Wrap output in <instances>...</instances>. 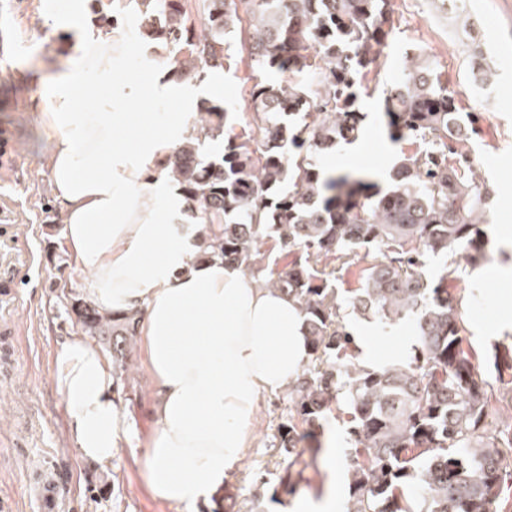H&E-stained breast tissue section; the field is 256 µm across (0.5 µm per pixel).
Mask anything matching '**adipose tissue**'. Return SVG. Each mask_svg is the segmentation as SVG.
Instances as JSON below:
<instances>
[{"label":"adipose tissue","mask_w":512,"mask_h":512,"mask_svg":"<svg viewBox=\"0 0 512 512\" xmlns=\"http://www.w3.org/2000/svg\"><path fill=\"white\" fill-rule=\"evenodd\" d=\"M66 45L64 61L47 66L41 112L65 244L90 275L92 305L141 313L156 425L148 486L197 512L239 466L261 397L286 389L308 362V329L286 294L254 287L223 260H195L200 238L183 237L175 223L183 197L165 162L191 132L185 112L205 87L174 81L154 49H138L120 27L103 36L85 26ZM130 67L147 80L123 78ZM145 99L157 111H127ZM171 99L183 113L160 111ZM56 367L79 456L111 460L130 424L110 358L75 334Z\"/></svg>","instance_id":"1"}]
</instances>
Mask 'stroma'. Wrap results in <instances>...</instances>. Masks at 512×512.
Instances as JSON below:
<instances>
[{"label": "stroma", "instance_id": "stroma-1", "mask_svg": "<svg viewBox=\"0 0 512 512\" xmlns=\"http://www.w3.org/2000/svg\"><path fill=\"white\" fill-rule=\"evenodd\" d=\"M66 0H0V25L14 37L13 55L0 59V128L12 135L14 166L0 171V512H184L182 505L153 498L145 479V445L154 427L151 379L141 343L127 358L124 396L131 430L111 462L90 464L75 450L66 404L56 383V356L77 328L60 301L62 290L86 293L89 277L63 248L64 217L52 196L47 158L33 106L43 95L49 60L65 54L66 35L56 16ZM466 16L441 14L430 0H392L394 40L381 49L366 77L368 93L360 148H337L324 156L326 168L367 166L380 186L413 145L388 137L383 98L400 77L407 58L434 60L440 79L466 112L480 119L457 150L466 154L478 179L493 186L489 222L484 227L489 260L471 266L457 254L448 286L461 300V316L473 361L488 381L497 346L512 343V332H497L512 318V281L498 276L512 265V0H466ZM479 45L496 63L497 75L485 90L472 80L469 48ZM233 64L209 78L210 100L236 104L251 82L246 50L233 45ZM60 245L55 253L48 242ZM288 397L264 399L255 438L244 452L243 468L227 480L224 494L233 512H250L261 478L281 456L274 434L288 417Z\"/></svg>", "mask_w": 512, "mask_h": 512}]
</instances>
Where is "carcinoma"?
Instances as JSON below:
<instances>
[{"label": "carcinoma", "mask_w": 512, "mask_h": 512, "mask_svg": "<svg viewBox=\"0 0 512 512\" xmlns=\"http://www.w3.org/2000/svg\"><path fill=\"white\" fill-rule=\"evenodd\" d=\"M139 36L169 51L173 79L202 82L224 71L227 35L239 32L253 84L243 107L197 104L193 134L167 160L196 224L206 225L200 260L220 258L250 275L264 271L262 245L280 243L286 269L259 281L294 299L306 319L312 353L288 385V419L277 428L288 463L262 481L263 500L294 494L317 468L321 441L306 447L338 396L350 402L352 445L348 512H504L512 485V424L492 428L499 398L465 348L461 302L448 273L427 281L426 253L463 246L468 260L486 257L484 234L493 189L466 158L448 163L472 132L477 112L461 111L434 63L407 61L383 99L395 143L420 140L404 155L393 184L379 188L361 167L329 170L321 158L360 133L361 78L392 33V0H135ZM113 0H92L99 29L118 25ZM252 18L242 31L241 14ZM496 74L476 55L472 75L483 86ZM249 115V133L225 137L229 114ZM372 255L365 285L341 300L327 261ZM72 322L112 353L121 387L126 355L138 336L136 311L107 316L73 290L60 295ZM382 328L411 322L416 342L401 361L359 362L341 310ZM497 374L509 372L512 347L495 351Z\"/></svg>", "instance_id": "obj_1"}]
</instances>
